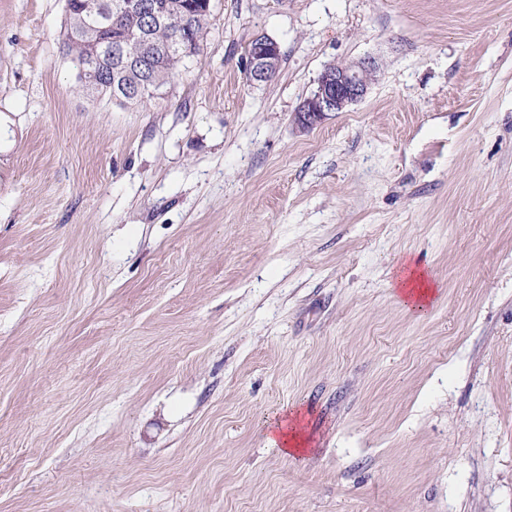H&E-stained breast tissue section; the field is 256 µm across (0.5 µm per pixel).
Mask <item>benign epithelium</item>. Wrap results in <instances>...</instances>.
Segmentation results:
<instances>
[{"label":"benign epithelium","mask_w":512,"mask_h":512,"mask_svg":"<svg viewBox=\"0 0 512 512\" xmlns=\"http://www.w3.org/2000/svg\"><path fill=\"white\" fill-rule=\"evenodd\" d=\"M144 4L140 0H120L110 6L105 0H79L75 20L77 35L87 46L91 58L112 53V46L102 39V34L112 28V9L137 19L143 17ZM247 74L250 82L279 69L280 45L261 37L246 48ZM374 71L373 62L363 60L327 66L317 79V86L304 98L294 112L296 127L305 132L323 122L332 113L345 111L362 100L367 93Z\"/></svg>","instance_id":"1"}]
</instances>
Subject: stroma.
<instances>
[{"mask_svg":"<svg viewBox=\"0 0 512 512\" xmlns=\"http://www.w3.org/2000/svg\"><path fill=\"white\" fill-rule=\"evenodd\" d=\"M210 11L121 104L75 91L65 0H0V512H512V0ZM261 38L257 43L255 40ZM252 40L246 48L247 74L251 83H259V78L268 73L277 71L281 63V48L279 44L268 37L262 36ZM278 71L263 79V83L271 82L276 78ZM373 71L370 59L327 66L318 77L316 88L295 110L296 127L303 132L310 131L330 114L344 112L362 100ZM395 288H398V297L407 307L423 309L434 294V284L431 275L426 271H419L411 265H405L396 275ZM299 413L300 411H291L290 414L288 412H284L280 416L277 414L268 426L269 443L288 456L296 457L306 451V448H302L306 444V439L302 433L296 431L295 426L292 427L291 431H288V416L289 418L298 419Z\"/></svg>","mask_w":512,"mask_h":512,"instance_id":"35a3bbf8","label":"stroma"}]
</instances>
